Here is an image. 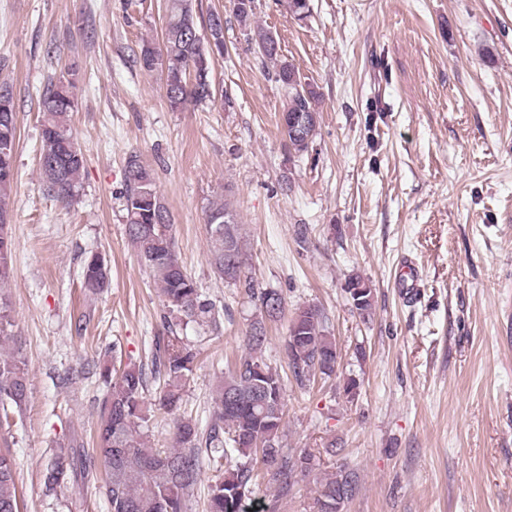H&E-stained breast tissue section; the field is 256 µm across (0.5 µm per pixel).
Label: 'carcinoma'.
Returning a JSON list of instances; mask_svg holds the SVG:
<instances>
[{
    "label": "carcinoma",
    "mask_w": 512,
    "mask_h": 512,
    "mask_svg": "<svg viewBox=\"0 0 512 512\" xmlns=\"http://www.w3.org/2000/svg\"><path fill=\"white\" fill-rule=\"evenodd\" d=\"M185 0H165L162 42H144L137 63L145 72L155 70L164 77L165 98L173 112L187 105L205 104L215 99L212 58L206 43L196 38V14L187 13ZM251 40L266 63H271L276 82L287 92L282 131L288 148L301 155L308 151L315 135L319 112L317 92L302 86L295 66L279 60V45L268 30L256 28ZM11 112L3 122L0 112V287L13 276L12 238L4 224L14 177L17 150L16 110L12 91L0 88ZM44 120L41 127L39 162L47 189L58 200L71 203L82 188L85 157L71 125L76 110V73L65 72L50 80L40 97ZM302 118L305 125L294 127L291 120ZM125 190L122 211L125 235L142 266L159 287L169 314L164 320L167 335L158 339L148 365H127L113 372L101 369L103 393L99 400V425L94 438L93 456L103 473L97 474L92 460L83 454L84 441L72 439L67 448L55 454L46 466L47 490L73 485L88 478H102V488L110 512H185L187 498L200 479L203 465L211 466L216 479L210 486V512H248L247 494L254 479L253 469L241 457L259 458L281 491L288 492L298 480L310 477L314 496L310 512H343L358 488V474L346 467L334 472H316L307 463L316 455L304 449L289 453L280 440L285 408V384L278 370L263 359L267 341L265 321L281 317L283 295L262 288L246 272L242 225L228 200L219 196L205 211L209 227L208 262L214 274L224 278V270L237 261L232 283L257 300L260 317L245 336L247 353L224 375L216 387L215 408L206 427L180 418L172 420V447L156 448L150 441L154 418L146 404L150 379L164 382L165 390L157 406L171 415L181 405L186 382L193 374L200 351L177 332V326L191 322L216 321V305L198 288L179 261L172 237V219L160 203L152 170L141 156L126 157ZM111 269L107 258L94 254L83 266L82 288L98 295L110 287ZM350 299L359 315L371 314L372 288L359 276L347 283ZM325 314L316 305L299 307L288 321L284 351L288 366L301 386L310 384L316 373H336V342L326 334ZM14 322L7 302L0 298V426L10 415L22 416L26 408L28 367L25 360L3 353V347L16 343ZM0 512H20L12 460L0 453Z\"/></svg>",
    "instance_id": "1"
}]
</instances>
